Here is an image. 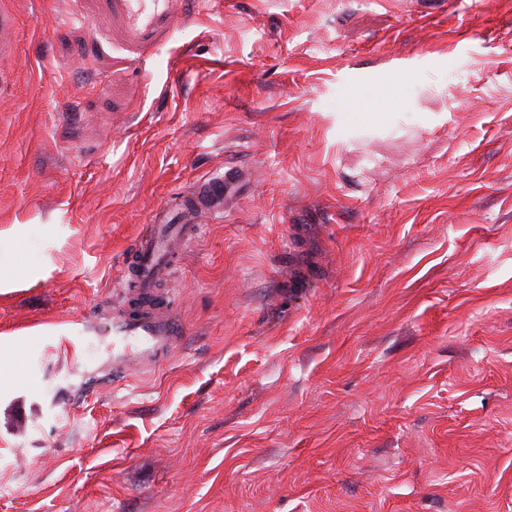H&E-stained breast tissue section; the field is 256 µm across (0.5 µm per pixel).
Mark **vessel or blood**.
Instances as JSON below:
<instances>
[{
	"mask_svg": "<svg viewBox=\"0 0 512 512\" xmlns=\"http://www.w3.org/2000/svg\"><path fill=\"white\" fill-rule=\"evenodd\" d=\"M243 174L242 168L232 167L200 181L194 198L176 204L181 223L150 225L132 244L110 321L87 328L81 338L82 368L106 375L127 370L134 361L151 370L186 336L175 302L159 303L157 289L173 274L176 244H190L198 236V210L221 211L225 196Z\"/></svg>",
	"mask_w": 512,
	"mask_h": 512,
	"instance_id": "1",
	"label": "vessel or blood"
}]
</instances>
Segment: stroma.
<instances>
[{
    "label": "stroma",
    "mask_w": 512,
    "mask_h": 512,
    "mask_svg": "<svg viewBox=\"0 0 512 512\" xmlns=\"http://www.w3.org/2000/svg\"><path fill=\"white\" fill-rule=\"evenodd\" d=\"M9 0L0 512H512V0ZM249 189L151 373L62 336L154 212Z\"/></svg>",
    "instance_id": "obj_1"
}]
</instances>
